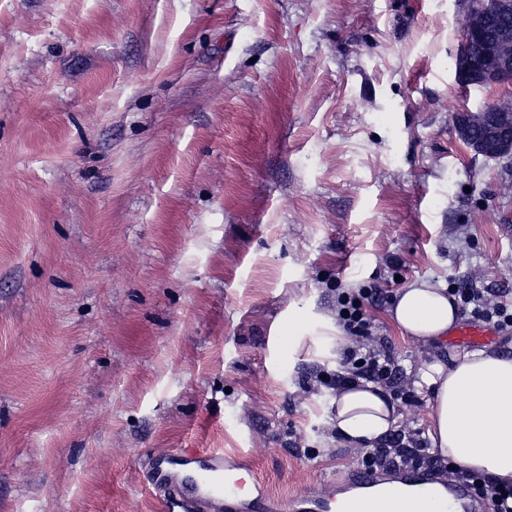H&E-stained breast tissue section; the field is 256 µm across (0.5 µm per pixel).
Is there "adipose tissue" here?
<instances>
[{
	"label": "adipose tissue",
	"instance_id": "1",
	"mask_svg": "<svg viewBox=\"0 0 512 512\" xmlns=\"http://www.w3.org/2000/svg\"><path fill=\"white\" fill-rule=\"evenodd\" d=\"M402 335L422 343L445 339L457 318L446 288L428 280L401 288L389 311ZM414 384L430 397L431 451L455 472L512 485V355L464 351L416 368ZM330 424L338 437L365 448L381 444L399 419L390 394L360 381L337 391Z\"/></svg>",
	"mask_w": 512,
	"mask_h": 512
}]
</instances>
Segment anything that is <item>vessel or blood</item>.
Wrapping results in <instances>:
<instances>
[{
  "label": "vessel or blood",
  "instance_id": "obj_1",
  "mask_svg": "<svg viewBox=\"0 0 512 512\" xmlns=\"http://www.w3.org/2000/svg\"><path fill=\"white\" fill-rule=\"evenodd\" d=\"M487 328L458 323L450 345L477 346ZM238 454L173 450L148 458L144 478L158 495H169L168 512H273L264 486ZM431 471L399 470L395 476L359 469L347 478L341 495L307 494L295 499L292 512H417V494L428 495V512H473L469 486L462 482L435 489Z\"/></svg>",
  "mask_w": 512,
  "mask_h": 512
}]
</instances>
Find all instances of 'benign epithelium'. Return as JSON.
Wrapping results in <instances>:
<instances>
[{
    "label": "benign epithelium",
    "mask_w": 512,
    "mask_h": 512,
    "mask_svg": "<svg viewBox=\"0 0 512 512\" xmlns=\"http://www.w3.org/2000/svg\"><path fill=\"white\" fill-rule=\"evenodd\" d=\"M506 0H466L468 20L456 50L458 85L491 87L512 82V23ZM454 132L476 157L512 162V104L488 103L455 113Z\"/></svg>",
    "instance_id": "1"
}]
</instances>
